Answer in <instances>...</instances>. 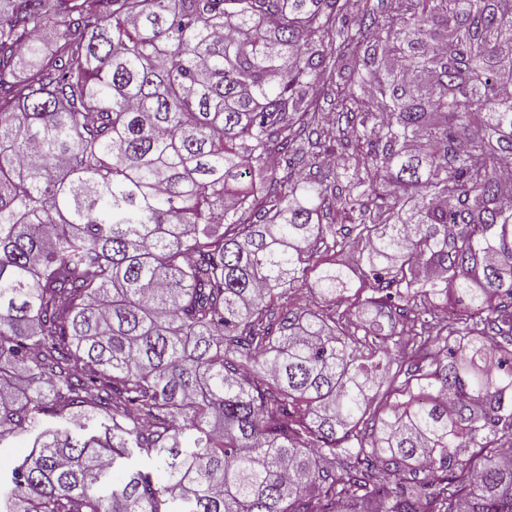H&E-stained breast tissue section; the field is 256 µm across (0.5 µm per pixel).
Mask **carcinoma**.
Returning <instances> with one entry per match:
<instances>
[{"label":"carcinoma","mask_w":512,"mask_h":512,"mask_svg":"<svg viewBox=\"0 0 512 512\" xmlns=\"http://www.w3.org/2000/svg\"><path fill=\"white\" fill-rule=\"evenodd\" d=\"M394 2L0 0V512H512V10Z\"/></svg>","instance_id":"cac0c4a2"}]
</instances>
